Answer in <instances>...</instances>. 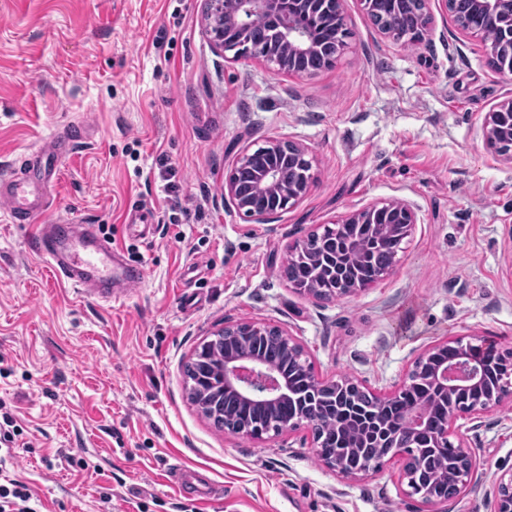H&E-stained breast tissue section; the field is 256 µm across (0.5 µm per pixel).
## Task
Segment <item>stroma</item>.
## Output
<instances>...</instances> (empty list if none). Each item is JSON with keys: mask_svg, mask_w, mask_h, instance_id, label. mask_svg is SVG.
<instances>
[{"mask_svg": "<svg viewBox=\"0 0 512 512\" xmlns=\"http://www.w3.org/2000/svg\"><path fill=\"white\" fill-rule=\"evenodd\" d=\"M203 9L0 0V171L85 123L32 225H96L144 267L119 300L77 293L0 203V406L21 431L11 476L36 512H421L398 462L350 480L319 463L307 429L215 431L183 369L208 334L241 320L287 329L320 377L375 391L441 342L512 350V163L482 133L512 81L443 0H430L433 32L417 49L378 35L346 0L351 36L335 68L292 78L224 62ZM284 137L312 152L314 187L275 223H253L225 204L224 175L248 146ZM394 198L418 222L390 275L330 302L290 287L296 240ZM456 424L483 485L434 512H489L492 480L512 471V404ZM176 467L215 494L181 495Z\"/></svg>", "mask_w": 512, "mask_h": 512, "instance_id": "1", "label": "stroma"}]
</instances>
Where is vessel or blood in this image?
Segmentation results:
<instances>
[{
	"label": "vessel or blood",
	"instance_id": "vessel-or-blood-1",
	"mask_svg": "<svg viewBox=\"0 0 512 512\" xmlns=\"http://www.w3.org/2000/svg\"><path fill=\"white\" fill-rule=\"evenodd\" d=\"M82 128H74L65 141L32 150L19 169L0 175V202L6 204L12 221H29L47 208L50 189L59 178V164L67 147L81 140ZM33 248L50 265L57 280L77 291H90L104 298L117 296V284L137 283L127 264L116 262L117 251L103 239L96 225L61 220L35 226Z\"/></svg>",
	"mask_w": 512,
	"mask_h": 512
}]
</instances>
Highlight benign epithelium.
I'll use <instances>...</instances> for the list:
<instances>
[{
  "label": "benign epithelium",
  "instance_id": "7a95c632",
  "mask_svg": "<svg viewBox=\"0 0 512 512\" xmlns=\"http://www.w3.org/2000/svg\"><path fill=\"white\" fill-rule=\"evenodd\" d=\"M203 34L226 62L242 58L260 61L272 74L312 76L336 66L349 37L344 0H204ZM367 15L375 17L378 33L406 45L419 46L430 33L432 17L427 0H360ZM448 14L461 33L485 47L489 65L512 80V0H445ZM266 20L274 37L264 39L255 23ZM483 136L497 156L512 162V97L486 113ZM314 157L308 147L288 139L266 140L245 149L224 177V201L256 224H271L280 214L305 198L314 186ZM342 223L371 225L374 244L392 251V262L410 237L417 212L406 200L370 204L347 215ZM326 233L314 232L297 241L288 261L306 262L317 276L333 278L336 287L313 282H290L295 290L316 300L354 295L365 285L362 274L336 264L324 246ZM492 358L502 360L500 381L483 383V368ZM199 368L187 377L190 394L209 421H224V431L260 440L269 432L291 434L323 416L347 410L352 388L361 383L349 376L320 377L308 353L288 331L265 322L240 321L213 333L192 354ZM422 385L425 399L407 408L406 419L394 427V448L383 440L376 452L363 458L358 448H337L312 440L314 453L327 468L355 479L394 459L400 461L403 491L434 506L478 488L476 456L456 446L453 468L447 461L430 471L421 460L404 452L425 434L435 453L448 447L457 417L476 420L512 402V351L492 342L461 339L438 344L413 362L399 386L379 392L381 406L397 401L409 389ZM443 416L430 415L433 406ZM490 512H512V471L497 476L489 493Z\"/></svg>",
  "mask_w": 512,
  "mask_h": 512
}]
</instances>
